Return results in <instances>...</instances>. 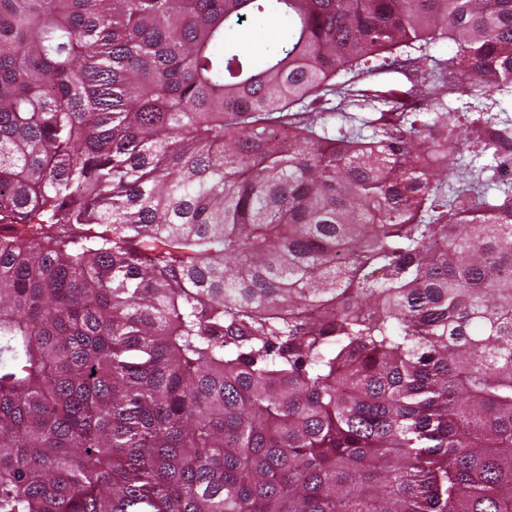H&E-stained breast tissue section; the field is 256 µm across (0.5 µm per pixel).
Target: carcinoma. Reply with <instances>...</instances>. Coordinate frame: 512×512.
<instances>
[{"mask_svg":"<svg viewBox=\"0 0 512 512\" xmlns=\"http://www.w3.org/2000/svg\"><path fill=\"white\" fill-rule=\"evenodd\" d=\"M415 42L512 84V0H0V512H512V193L290 121ZM280 22L271 18H254L236 28L232 34L234 41L243 44L250 52H262L267 45L268 32L280 29Z\"/></svg>","mask_w":512,"mask_h":512,"instance_id":"carcinoma-1","label":"carcinoma"}]
</instances>
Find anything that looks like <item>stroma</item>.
Returning <instances> with one entry per match:
<instances>
[{"label": "stroma", "mask_w": 512, "mask_h": 512, "mask_svg": "<svg viewBox=\"0 0 512 512\" xmlns=\"http://www.w3.org/2000/svg\"><path fill=\"white\" fill-rule=\"evenodd\" d=\"M396 59L371 58L356 69L341 73V92L306 100L307 111L323 114L330 133L354 130L371 135L383 113L397 110L416 119L435 108L452 112L461 129L480 120L512 133V86L488 92H449L430 69L429 56L448 57L445 47L424 50L419 46L397 49ZM455 170L477 180H491L493 187L512 190V165L472 145L451 157Z\"/></svg>", "instance_id": "1"}]
</instances>
